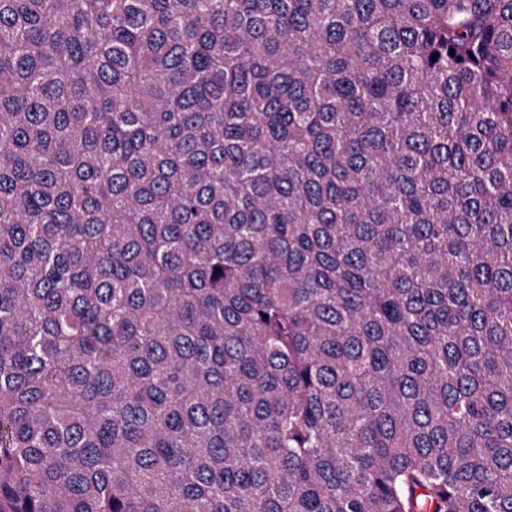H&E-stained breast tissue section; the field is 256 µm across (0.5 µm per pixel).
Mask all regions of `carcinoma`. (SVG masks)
Masks as SVG:
<instances>
[{
    "instance_id": "1",
    "label": "carcinoma",
    "mask_w": 512,
    "mask_h": 512,
    "mask_svg": "<svg viewBox=\"0 0 512 512\" xmlns=\"http://www.w3.org/2000/svg\"><path fill=\"white\" fill-rule=\"evenodd\" d=\"M0 512H512V0H0Z\"/></svg>"
}]
</instances>
